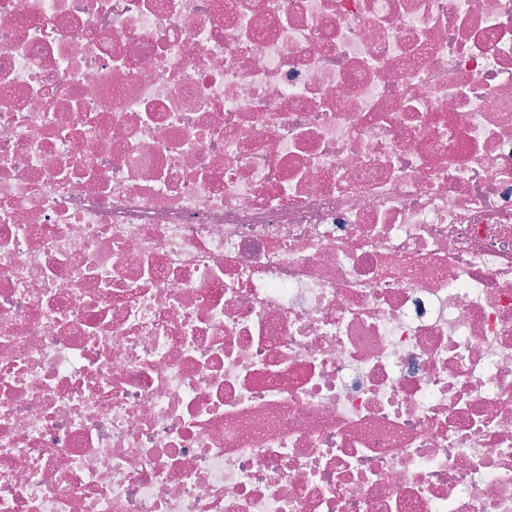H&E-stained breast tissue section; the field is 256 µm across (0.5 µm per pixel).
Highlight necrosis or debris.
<instances>
[{
  "mask_svg": "<svg viewBox=\"0 0 512 512\" xmlns=\"http://www.w3.org/2000/svg\"><path fill=\"white\" fill-rule=\"evenodd\" d=\"M0 512H512V0H0Z\"/></svg>",
  "mask_w": 512,
  "mask_h": 512,
  "instance_id": "1",
  "label": "necrosis or debris"
}]
</instances>
